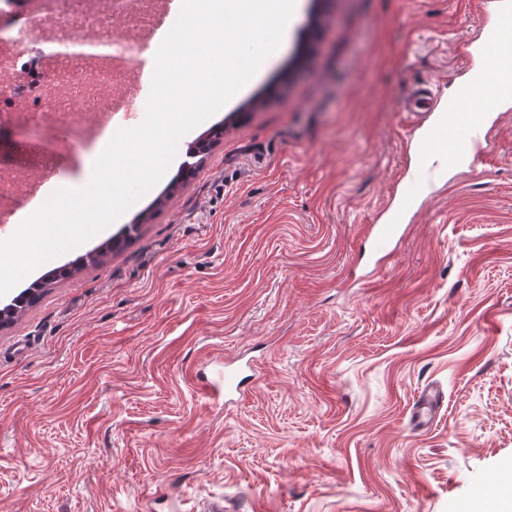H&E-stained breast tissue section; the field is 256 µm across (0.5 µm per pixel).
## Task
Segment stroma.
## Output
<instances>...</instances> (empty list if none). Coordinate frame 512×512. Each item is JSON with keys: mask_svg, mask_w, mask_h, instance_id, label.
<instances>
[{"mask_svg": "<svg viewBox=\"0 0 512 512\" xmlns=\"http://www.w3.org/2000/svg\"><path fill=\"white\" fill-rule=\"evenodd\" d=\"M480 21L478 0H302L184 141L224 129L191 178L0 296L56 279L0 328V512H473L512 467V111L477 170L433 158L391 255L366 232L417 166L408 95L455 94ZM6 154L80 173L52 127ZM228 362L254 365L246 398L202 399ZM440 402L438 392L432 387L427 388L419 397L413 410V428L422 431L428 428L434 418V413Z\"/></svg>", "mask_w": 512, "mask_h": 512, "instance_id": "1", "label": "stroma"}]
</instances>
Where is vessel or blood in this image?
<instances>
[{"label":"vessel or blood","instance_id":"vessel-or-blood-1","mask_svg":"<svg viewBox=\"0 0 512 512\" xmlns=\"http://www.w3.org/2000/svg\"><path fill=\"white\" fill-rule=\"evenodd\" d=\"M482 15L488 28L481 42L478 68L469 69L459 86L458 96L465 101L481 104L478 112L448 109L435 115L429 126L416 137L413 150L416 159L440 157L449 169H456L466 158L480 162L490 151L489 122L502 105L512 101V50L498 41V32L512 28V0H482ZM427 182L426 174L416 175L403 189L397 210L392 211L380 224L368 227V238L373 254L386 256L394 242L401 237L404 215ZM207 399L232 398L245 395L246 388L238 379L232 365H225L223 381L204 385ZM440 397L435 389H426L413 410V427L422 431L431 424Z\"/></svg>","mask_w":512,"mask_h":512}]
</instances>
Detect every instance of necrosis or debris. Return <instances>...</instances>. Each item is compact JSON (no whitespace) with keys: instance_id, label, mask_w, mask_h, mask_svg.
Instances as JSON below:
<instances>
[{"instance_id":"necrosis-or-debris-1","label":"necrosis or debris","mask_w":512,"mask_h":512,"mask_svg":"<svg viewBox=\"0 0 512 512\" xmlns=\"http://www.w3.org/2000/svg\"><path fill=\"white\" fill-rule=\"evenodd\" d=\"M158 7V0H0V11L15 18L0 35V128L18 120L64 123L76 131L77 150L106 147L113 111L134 117L143 108L129 89L136 55L158 31L151 22ZM35 20L62 45L108 41L111 60L64 56L49 63L32 52ZM117 21L122 29L116 33ZM41 187L36 174L0 159V223H12L17 203L32 201Z\"/></svg>"}]
</instances>
